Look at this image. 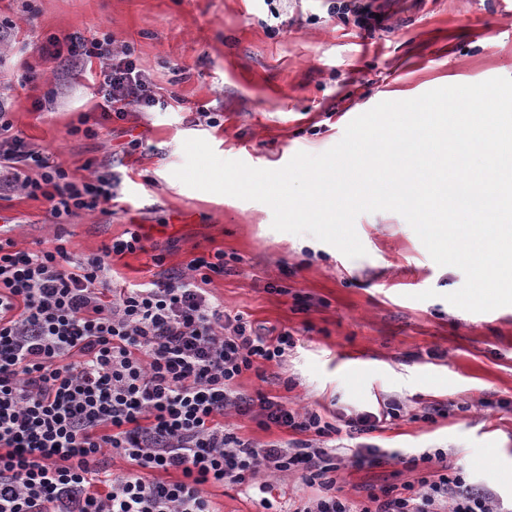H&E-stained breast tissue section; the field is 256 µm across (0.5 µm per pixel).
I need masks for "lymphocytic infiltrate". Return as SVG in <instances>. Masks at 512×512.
I'll return each instance as SVG.
<instances>
[{
  "label": "lymphocytic infiltrate",
  "instance_id": "f902f5d3",
  "mask_svg": "<svg viewBox=\"0 0 512 512\" xmlns=\"http://www.w3.org/2000/svg\"><path fill=\"white\" fill-rule=\"evenodd\" d=\"M39 57L98 68L99 102L70 134L95 137L111 120L168 106L110 36H53ZM117 186L109 172L86 179L50 165L0 103V198L43 199L60 225L79 211L111 213ZM143 240L133 230L80 260L60 235L37 250L0 241V512H216L212 486L258 488L275 512L273 479L288 475L317 491L293 512H503L489 487L451 463L432 469L428 452L403 460L416 480L346 498L334 436L370 434L397 406L338 425L263 390L240 391L245 373L262 380L264 364L282 362L291 332H259L210 300L207 284L230 264L220 249L149 287L113 292L111 256L143 250ZM232 414L292 438L256 442L226 426ZM110 455L128 470L111 471Z\"/></svg>",
  "mask_w": 512,
  "mask_h": 512
}]
</instances>
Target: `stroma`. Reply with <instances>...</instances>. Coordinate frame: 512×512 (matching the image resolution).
I'll return each mask as SVG.
<instances>
[{
	"label": "stroma",
	"instance_id": "35a3bbf8",
	"mask_svg": "<svg viewBox=\"0 0 512 512\" xmlns=\"http://www.w3.org/2000/svg\"><path fill=\"white\" fill-rule=\"evenodd\" d=\"M378 26L365 32L329 14L325 0H0V95L13 101L14 130L47 147L67 172L110 170L119 178L108 215H71L64 230L82 258L138 225L146 251L112 260V286L132 288L216 249L232 271L209 290L260 331L296 340L271 383L244 374L245 392L264 389L328 417L378 411L401 416L365 438L340 432L348 449L370 443L418 455L442 449L469 481L512 506V306L472 313L446 301L463 272L438 266L398 213H364L355 230L366 256L351 259L308 235L273 229L261 202L196 190L174 172L183 143L205 139L224 159L279 169L300 151L320 154L348 123L382 101L442 86L512 78V0H370ZM110 35L130 46L166 111L106 124L98 136L69 127L97 99L88 73L44 65L40 107L22 88L20 58L49 35ZM143 144L126 152L131 135ZM22 247L51 245L43 201L0 200V225ZM164 257L155 266L152 257ZM435 290V298L418 300ZM291 380L284 388L283 380ZM440 405L436 421L423 420ZM345 494L415 480L403 464L339 471Z\"/></svg>",
	"mask_w": 512,
	"mask_h": 512
}]
</instances>
